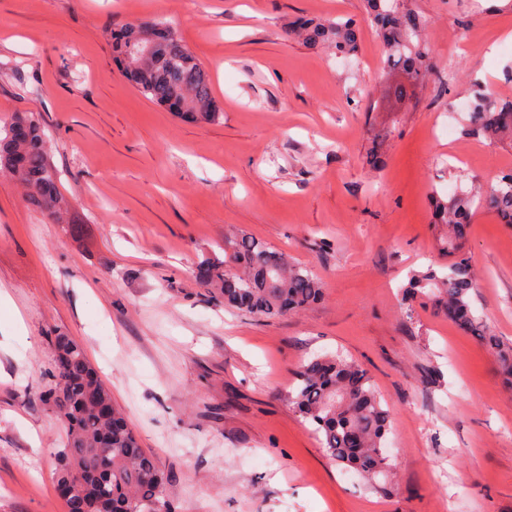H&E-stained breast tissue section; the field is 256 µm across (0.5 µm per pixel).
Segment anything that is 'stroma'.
<instances>
[{
    "label": "stroma",
    "mask_w": 512,
    "mask_h": 512,
    "mask_svg": "<svg viewBox=\"0 0 512 512\" xmlns=\"http://www.w3.org/2000/svg\"><path fill=\"white\" fill-rule=\"evenodd\" d=\"M438 70L400 72L365 0H0V119L32 112L85 229L69 236L0 174V512H68L66 429L41 397L52 340L80 344L173 512H512V381L477 337L406 297L450 257L436 199L512 171V141L466 132L476 90L512 99V0H407ZM350 19L357 56L292 32ZM163 20L209 73L220 120L144 98L111 30ZM245 232L312 269V307L262 319L195 277ZM472 302L512 343V226L472 215ZM339 354L390 412L381 491L330 461L288 394Z\"/></svg>",
    "instance_id": "stroma-1"
}]
</instances>
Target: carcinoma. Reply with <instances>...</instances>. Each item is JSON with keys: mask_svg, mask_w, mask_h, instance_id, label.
<instances>
[{"mask_svg": "<svg viewBox=\"0 0 512 512\" xmlns=\"http://www.w3.org/2000/svg\"><path fill=\"white\" fill-rule=\"evenodd\" d=\"M367 6L386 47L384 64L409 80L395 87V96H410L428 76L446 79L419 41L421 18L404 0H367ZM294 25L313 44L331 42L343 56L358 52L360 29L352 20L299 18ZM164 27L161 21L145 22L112 32L127 77L143 97L170 111L177 100L192 121L218 119L221 110L209 74L177 33L144 54L140 36ZM467 129L491 140L512 136V101L497 102L490 93L478 91L470 102ZM0 172L22 184L30 204L52 223L67 225L74 236L83 232L59 190L58 171L50 163L44 132L33 113L15 112L0 126ZM477 208L494 214L501 224H512V173L482 195L462 192L436 201L435 223L448 226V254L454 261L441 276L431 271L414 278L409 293L428 297L436 313L488 344L502 372L512 378V344L491 334L471 304L476 275L461 254L460 240ZM196 271L224 307L260 318L302 311L322 295V282L311 269L290 263L283 253L246 233L224 237V260H205ZM54 350L56 380L43 402L55 407L67 429L57 483L67 487L71 501L84 505L83 512H170L165 499L168 474L139 447L118 411L101 412L100 406L112 396L84 350L66 336L55 337ZM296 381L290 402L314 426L326 456L376 482L389 468L383 440L390 414L368 373L339 356L323 355L302 365Z\"/></svg>", "mask_w": 512, "mask_h": 512, "instance_id": "obj_1", "label": "carcinoma"}]
</instances>
